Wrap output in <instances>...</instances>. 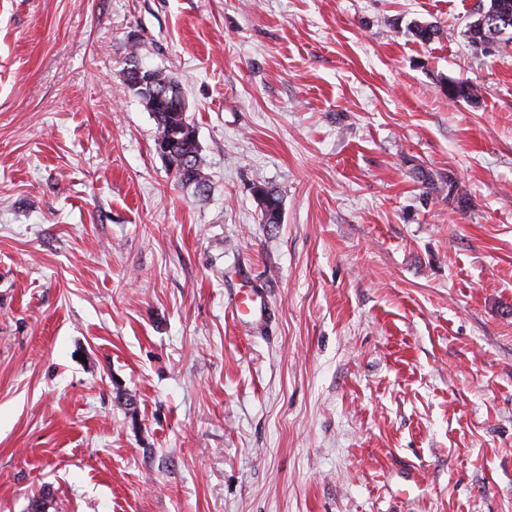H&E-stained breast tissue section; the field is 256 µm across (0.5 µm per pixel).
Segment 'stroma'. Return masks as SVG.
I'll return each mask as SVG.
<instances>
[{
  "label": "stroma",
  "instance_id": "obj_1",
  "mask_svg": "<svg viewBox=\"0 0 512 512\" xmlns=\"http://www.w3.org/2000/svg\"><path fill=\"white\" fill-rule=\"evenodd\" d=\"M478 4L0 0V512H512V39L473 50ZM148 68L140 64L134 68L139 74H142ZM145 71L141 77L134 78V83L125 84L126 88L134 93L144 104L148 112L154 116L156 121V137L155 146L158 143L169 141L172 149L168 144L157 147L158 153L163 157L170 152V158L167 160L169 171L174 174L175 180L182 187H192L195 194L199 197L205 196L210 190V176L206 172L201 150H196L195 140L193 137L195 125L192 121H188V117L184 112H188V105L183 96H181L180 107L183 112L173 105V100L157 99V95L164 84H171L181 93L175 80L164 72L151 69ZM171 149V151H170ZM443 88L447 92L448 100L452 102L461 100L466 102H475L479 97V90L477 86L468 81H445ZM254 195L260 206V221L264 224H282L283 203L278 190L262 185L254 188Z\"/></svg>",
  "mask_w": 512,
  "mask_h": 512
}]
</instances>
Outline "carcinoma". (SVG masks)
<instances>
[{
	"label": "carcinoma",
	"mask_w": 512,
	"mask_h": 512,
	"mask_svg": "<svg viewBox=\"0 0 512 512\" xmlns=\"http://www.w3.org/2000/svg\"><path fill=\"white\" fill-rule=\"evenodd\" d=\"M408 32L414 39L422 42L436 40L441 34L438 26L419 21L409 23ZM466 33L469 44L474 46L485 41H499L501 30L491 23L481 27L472 22ZM164 84L174 86L176 81L164 72L153 69L134 79V83L126 85V88L139 97L147 111L154 116L155 143H171L168 165L175 180L184 187L193 188L194 193L201 197L210 190V176L206 172L201 152L196 150L194 123L173 105V100L157 99ZM443 88L447 92L448 100L452 102H474L479 97L477 86L468 81L449 80L444 82ZM254 195L260 206V223H282L283 203L279 191L272 186L262 185L254 188Z\"/></svg>",
	"instance_id": "obj_1"
}]
</instances>
